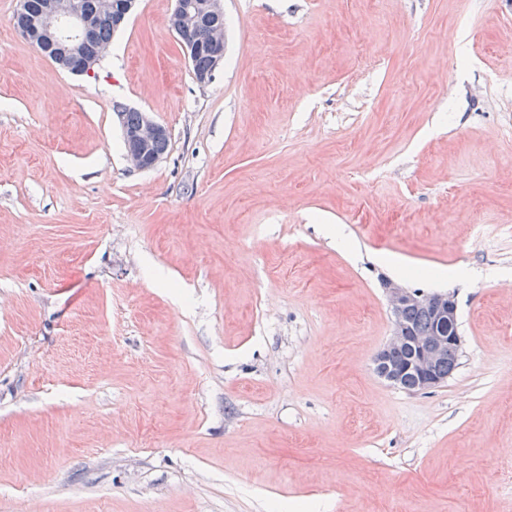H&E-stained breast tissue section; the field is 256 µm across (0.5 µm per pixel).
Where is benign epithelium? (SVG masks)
I'll return each mask as SVG.
<instances>
[{
	"instance_id": "obj_1",
	"label": "benign epithelium",
	"mask_w": 512,
	"mask_h": 512,
	"mask_svg": "<svg viewBox=\"0 0 512 512\" xmlns=\"http://www.w3.org/2000/svg\"><path fill=\"white\" fill-rule=\"evenodd\" d=\"M136 0H101L93 10L85 0H46L38 14L29 12L28 0H19L17 17L19 30L33 32L55 49L56 61L76 75H91L100 57L108 49L106 44L96 43L99 20L106 15L115 28L120 27ZM224 14L221 0H176L171 17V30L189 60H194L202 43L192 30L203 23ZM213 67L224 60V27L211 25L210 41ZM127 158L138 170L154 167L162 158L156 151L158 142L168 136L167 129L147 113H142L134 127H122ZM387 292L393 315V331L388 343L374 357L375 370L387 381L402 385V377L412 372L415 383L403 385L409 392H420L440 386L447 376L436 369L437 363L448 353V347H459L457 329V305L447 294H424L399 284H387ZM430 309L448 325V332H436L431 336H418L404 322L402 311L408 305ZM413 349L411 360L399 367L388 363V355L402 347Z\"/></svg>"
}]
</instances>
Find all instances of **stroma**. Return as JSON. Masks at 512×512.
<instances>
[{
	"label": "stroma",
	"instance_id": "obj_1",
	"mask_svg": "<svg viewBox=\"0 0 512 512\" xmlns=\"http://www.w3.org/2000/svg\"><path fill=\"white\" fill-rule=\"evenodd\" d=\"M17 4L0 512H512V0H222L204 86L175 0H137L91 77ZM122 107L168 129L155 167ZM391 281L455 296L437 388L374 370ZM122 130L126 156L135 169L147 170L154 167L162 158L159 152L164 154L168 149L169 140L161 141L168 136L167 129L148 113L142 112L136 126H122ZM156 145L159 152L156 151Z\"/></svg>",
	"mask_w": 512,
	"mask_h": 512
}]
</instances>
